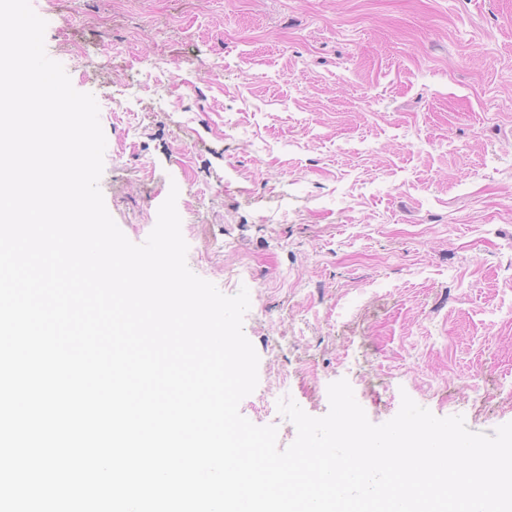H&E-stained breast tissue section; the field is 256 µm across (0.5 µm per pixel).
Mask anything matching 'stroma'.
Instances as JSON below:
<instances>
[{
	"mask_svg": "<svg viewBox=\"0 0 512 512\" xmlns=\"http://www.w3.org/2000/svg\"><path fill=\"white\" fill-rule=\"evenodd\" d=\"M30 4L98 103L119 228L144 242L178 187L190 270L248 288L240 412L279 448L296 428L262 401L283 377L313 417L344 379L375 424L405 394L475 432L512 422V0Z\"/></svg>",
	"mask_w": 512,
	"mask_h": 512,
	"instance_id": "1",
	"label": "stroma"
}]
</instances>
